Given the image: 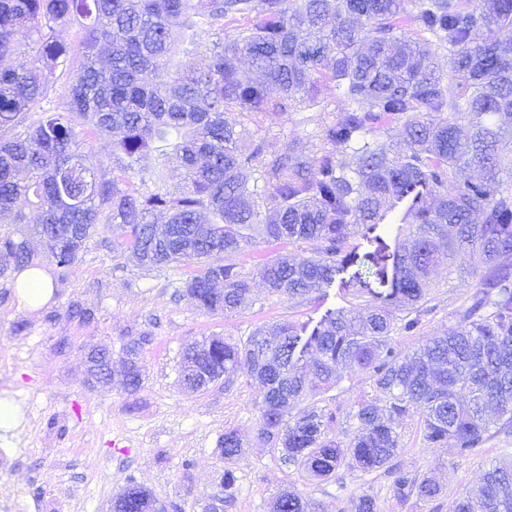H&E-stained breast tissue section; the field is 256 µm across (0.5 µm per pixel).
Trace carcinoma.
<instances>
[{
	"instance_id": "obj_1",
	"label": "carcinoma",
	"mask_w": 512,
	"mask_h": 512,
	"mask_svg": "<svg viewBox=\"0 0 512 512\" xmlns=\"http://www.w3.org/2000/svg\"><path fill=\"white\" fill-rule=\"evenodd\" d=\"M0 0V224L26 223L50 242L52 261L70 266L101 224L121 232L129 260L159 268L194 263L184 294L209 313L230 314L250 298L251 278L207 258L244 252L256 239L287 244L258 268L272 295L317 299L338 283L347 306L315 323L255 330L246 342L205 337L183 350L190 392L238 372L261 386L259 431L309 480L346 465L385 470L400 500L436 498L424 473L394 463L400 422L422 412L423 439L460 457L495 426H512V0ZM412 30H405V17ZM246 23L230 35L224 27ZM210 40L196 63H175L198 20ZM76 24L77 47L60 29ZM448 47V71L433 42ZM31 58L11 62L17 47ZM82 63L61 107L44 108L47 73L74 52ZM334 82L350 107L315 132L316 157L295 142L248 125L267 112L320 104ZM237 112L230 124L224 113ZM119 131L112 156L131 181L98 178L76 126ZM400 129L405 149L390 132ZM186 183L170 195L143 161L156 142ZM382 224L394 233L389 288L365 287L375 262L351 243ZM26 242L0 236V276L32 265ZM359 270L349 273L351 267ZM475 278L454 324L413 350L395 336L420 327L433 288L452 272ZM367 313L353 314L355 303ZM150 337L125 346V387L142 383ZM362 375L377 397L355 403L348 452L327 437L335 414L312 401ZM224 459L243 454L234 430ZM124 512L155 500L131 481L116 495ZM298 491L276 496L272 512H308ZM456 512H512V468L493 467L459 499Z\"/></svg>"
}]
</instances>
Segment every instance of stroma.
I'll use <instances>...</instances> for the list:
<instances>
[{
    "label": "stroma",
    "mask_w": 512,
    "mask_h": 512,
    "mask_svg": "<svg viewBox=\"0 0 512 512\" xmlns=\"http://www.w3.org/2000/svg\"><path fill=\"white\" fill-rule=\"evenodd\" d=\"M347 106L331 84L320 105L261 115L257 127L271 137L296 139L312 158L319 122ZM120 242V236L99 227L77 260L61 268L44 242L31 239L37 265L53 285L49 301L35 309L20 304L14 275L0 278V398L13 400L21 418L17 428L0 432V512H107L132 479L152 492L162 512H203L227 469L237 482L224 512H270L272 498L286 488L303 491L326 512H355L365 493L375 498L378 512H454L457 498L478 484L486 469L512 465V431L492 432L481 448L461 458L452 448L425 443L421 414L414 409L399 427L397 462L433 477L442 488L436 499H397L381 471L344 466L329 480H305L260 437L255 381L239 374L190 393L180 384L179 365L184 348L204 336L243 341L260 326L318 321L327 309L342 306L340 287L316 301L289 299L269 294L256 280L245 308L229 316L211 314L180 294L192 266L145 270L128 260ZM470 291L468 275L441 279L432 291V311L419 331L397 336L399 348L411 350L447 329ZM144 335L152 341L144 349L137 391L126 390L117 373L108 385L87 382L89 345L107 346L117 356ZM368 391L355 377L323 394L336 413L331 437L345 441L347 415ZM228 429L237 430L245 444L236 461L224 460L219 450Z\"/></svg>",
    "instance_id": "1"
}]
</instances>
